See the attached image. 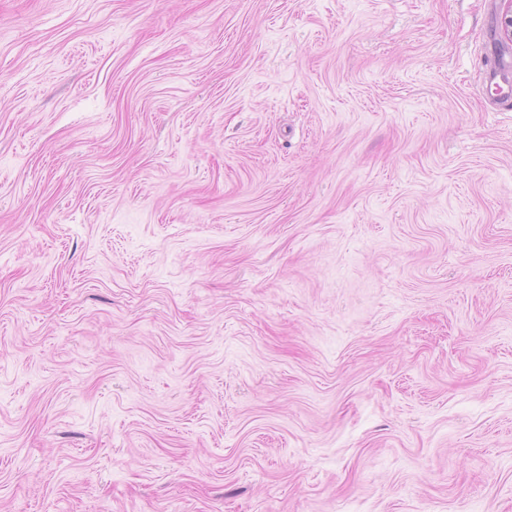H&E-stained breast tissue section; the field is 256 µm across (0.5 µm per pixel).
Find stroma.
<instances>
[{
  "mask_svg": "<svg viewBox=\"0 0 512 512\" xmlns=\"http://www.w3.org/2000/svg\"><path fill=\"white\" fill-rule=\"evenodd\" d=\"M512 0H0V512H512Z\"/></svg>",
  "mask_w": 512,
  "mask_h": 512,
  "instance_id": "1",
  "label": "stroma"
}]
</instances>
